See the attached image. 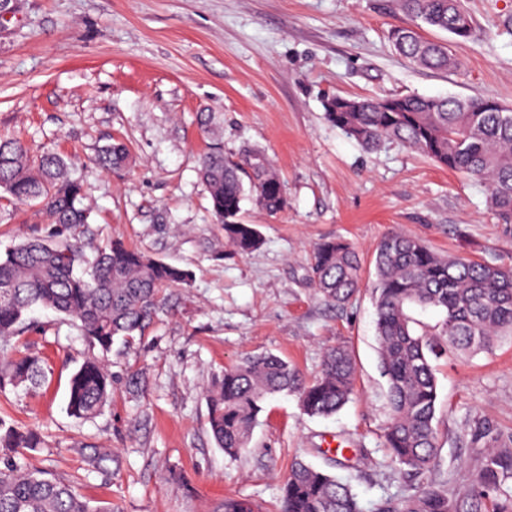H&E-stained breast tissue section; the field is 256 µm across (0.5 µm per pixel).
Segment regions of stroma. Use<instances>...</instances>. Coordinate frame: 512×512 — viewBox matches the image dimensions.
<instances>
[{
  "instance_id": "35a3bbf8",
  "label": "stroma",
  "mask_w": 512,
  "mask_h": 512,
  "mask_svg": "<svg viewBox=\"0 0 512 512\" xmlns=\"http://www.w3.org/2000/svg\"><path fill=\"white\" fill-rule=\"evenodd\" d=\"M463 2L470 38L420 30L457 57L444 72L394 49L392 31L411 23L398 0H15L0 22V138L70 164L92 208L89 226L73 231L85 251L119 238L192 274L163 291L134 347L114 344L112 397L87 422L66 411L68 383L94 349L69 319L35 313L20 340L44 360L46 382L0 393V415L42 435L33 466L112 512H222L231 495L274 512L297 459L350 484L365 512L413 494L416 480L383 446L375 248L399 229L442 255L512 265V228L496 223L478 182L395 141L365 150L327 121L324 104L418 94L512 107V0ZM116 140L130 163L103 170L95 159ZM215 146L228 157L264 151L287 199L275 214L244 201L242 222L263 238L247 255L226 243L198 175ZM53 231L38 206L0 208V252ZM330 237L348 240L362 263L363 286L341 307L313 281L312 247ZM339 345L356 367L339 412L311 418L279 395L245 454L216 447L205 400L214 376L271 352L311 379ZM434 367L440 448L426 480L458 490L481 456L473 424L512 432V341ZM133 372L147 381L142 394L125 385ZM82 445L110 449L111 473L86 471Z\"/></svg>"
}]
</instances>
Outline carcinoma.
Instances as JSON below:
<instances>
[{
  "mask_svg": "<svg viewBox=\"0 0 512 512\" xmlns=\"http://www.w3.org/2000/svg\"><path fill=\"white\" fill-rule=\"evenodd\" d=\"M415 20L466 39L472 20L460 0H401ZM395 47L410 62L434 70L455 66L444 45L422 38L412 28L393 32ZM328 120L361 145L385 139L402 142L437 164L462 173L485 187L498 223L512 226V111L493 99L404 95L390 98L333 97L325 104ZM128 161L120 142L98 155L104 169ZM212 212L223 224L226 242L248 254L262 245L252 224L238 220L246 193L271 213L285 208L282 193L267 190L279 180L264 152L243 151L224 159L207 153L198 169ZM249 175L244 187L242 174ZM0 201L36 202L48 223L68 228L89 223L82 183L67 161L46 151L33 157L16 139H0ZM315 287L332 306L345 304L361 287L360 259L342 238L313 246ZM189 270L152 258L120 240L87 256L67 238L30 240L0 254V392L37 388L46 381L43 360L17 350L27 315L35 308L69 317L99 354L73 374L67 413L76 420L97 417L112 393L105 358L116 341L130 347L159 309L164 288L185 284ZM375 327L382 373L387 381L390 420L384 447L408 475L425 476L438 457L433 425L437 380L433 362L491 353L503 337H512V267L433 252L419 238L394 230L376 247L372 287ZM434 310L429 324L412 310ZM355 364L348 349L326 352L317 378L308 381L287 360L262 353L224 368L206 392L208 423L218 448L233 459L249 447L264 403L279 394L298 398L303 414L328 417L354 395ZM470 442L485 448L480 466L464 491L428 484L401 503L385 502L378 512H512V434L478 422ZM38 432L0 418V512H112L98 508L63 479L48 477L28 457L40 447ZM87 465L99 469L112 456L98 448H77ZM224 512H259L247 499L227 497ZM279 512H362L351 487L337 476L297 460L286 478Z\"/></svg>",
  "mask_w": 512,
  "mask_h": 512,
  "instance_id": "carcinoma-1",
  "label": "carcinoma"
}]
</instances>
